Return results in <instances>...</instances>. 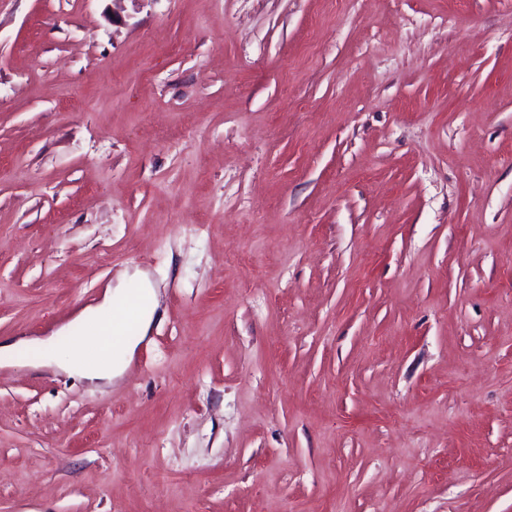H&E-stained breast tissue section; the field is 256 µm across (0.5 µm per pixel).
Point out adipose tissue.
Here are the masks:
<instances>
[{"label": "adipose tissue", "instance_id": "ef3b65f1", "mask_svg": "<svg viewBox=\"0 0 512 512\" xmlns=\"http://www.w3.org/2000/svg\"><path fill=\"white\" fill-rule=\"evenodd\" d=\"M156 307L150 282L132 275L117 290L106 292L97 306L79 315V322L88 327V339L64 347L53 336L41 340V362L85 380H112L125 370L145 338Z\"/></svg>", "mask_w": 512, "mask_h": 512}]
</instances>
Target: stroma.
I'll use <instances>...</instances> for the list:
<instances>
[{
  "label": "stroma",
  "instance_id": "35a3bbf8",
  "mask_svg": "<svg viewBox=\"0 0 512 512\" xmlns=\"http://www.w3.org/2000/svg\"><path fill=\"white\" fill-rule=\"evenodd\" d=\"M0 340V512H512V0H0ZM116 289L115 292L108 290L97 306L85 309L76 318L75 322L87 325L88 339L61 347L58 336H50L32 344L36 349L48 350L40 356L41 364H53L70 375L89 381H110L120 375L151 327L157 298L151 283L139 274L130 276ZM135 292L144 299L143 306L135 313V332L122 340L118 353L112 357V341L119 335L124 316L130 310L134 313L130 300Z\"/></svg>",
  "mask_w": 512,
  "mask_h": 512
}]
</instances>
